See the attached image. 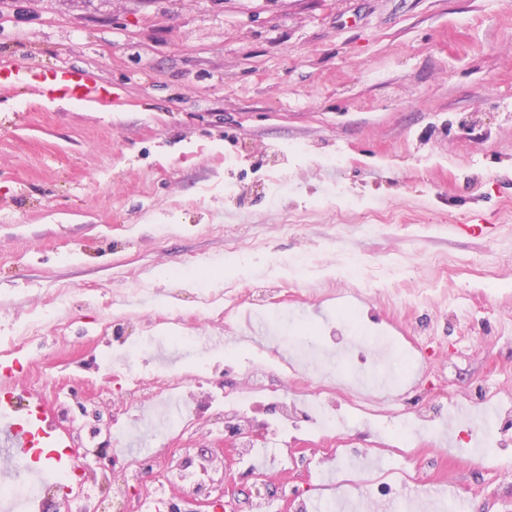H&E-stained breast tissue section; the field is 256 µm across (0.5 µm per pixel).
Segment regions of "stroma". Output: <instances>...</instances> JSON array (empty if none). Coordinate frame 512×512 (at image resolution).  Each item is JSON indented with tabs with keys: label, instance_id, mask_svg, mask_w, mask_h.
Listing matches in <instances>:
<instances>
[{
	"label": "stroma",
	"instance_id": "35a3bbf8",
	"mask_svg": "<svg viewBox=\"0 0 512 512\" xmlns=\"http://www.w3.org/2000/svg\"><path fill=\"white\" fill-rule=\"evenodd\" d=\"M19 62L113 91L105 107L0 91V350L50 313L14 373L60 401L82 452L110 448L139 400L98 374L118 331L152 337L147 368L231 386L309 343L344 376L358 360L338 334L373 328L414 352H392L399 406L512 401V0H0V68ZM474 215L479 237L459 229ZM227 292L236 312L206 316L203 295ZM344 422L356 467L398 420ZM179 444L172 470L247 512L254 480L231 477L223 434ZM166 447L132 438L109 481L147 495L126 460ZM320 455L266 452L270 498L317 483ZM382 461V502L405 465L471 512H512V446L483 465L414 435Z\"/></svg>",
	"mask_w": 512,
	"mask_h": 512
}]
</instances>
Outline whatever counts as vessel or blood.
I'll list each match as a JSON object with an SVG mask.
<instances>
[{"label":"vessel or blood","mask_w":512,"mask_h":512,"mask_svg":"<svg viewBox=\"0 0 512 512\" xmlns=\"http://www.w3.org/2000/svg\"><path fill=\"white\" fill-rule=\"evenodd\" d=\"M34 87L42 96L53 101L91 102L106 105L112 101L111 89L90 70L76 67L43 69L18 65L0 70V89ZM13 369L0 368V400L19 401L21 409L12 418L0 421V455L4 457L28 454L49 461L54 472L72 470L73 462L67 449L70 445L56 432V417L42 401L18 391L12 383Z\"/></svg>","instance_id":"obj_1"}]
</instances>
